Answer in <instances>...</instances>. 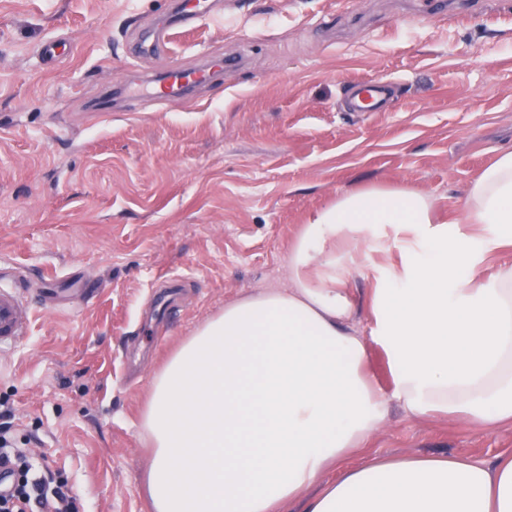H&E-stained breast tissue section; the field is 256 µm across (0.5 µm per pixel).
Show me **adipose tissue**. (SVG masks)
I'll list each match as a JSON object with an SVG mask.
<instances>
[{
  "mask_svg": "<svg viewBox=\"0 0 512 512\" xmlns=\"http://www.w3.org/2000/svg\"><path fill=\"white\" fill-rule=\"evenodd\" d=\"M433 199L374 185L310 214L288 246L289 285L201 323L152 380L141 427L152 512H512V453L365 455L392 407L488 430L512 422V150L468 189L462 224ZM388 227L404 245L366 308L350 245ZM367 313L369 335L354 319ZM382 353L381 386L368 368Z\"/></svg>",
  "mask_w": 512,
  "mask_h": 512,
  "instance_id": "obj_1",
  "label": "adipose tissue"
}]
</instances>
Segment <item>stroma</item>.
I'll return each mask as SVG.
<instances>
[{
    "instance_id": "obj_1",
    "label": "stroma",
    "mask_w": 512,
    "mask_h": 512,
    "mask_svg": "<svg viewBox=\"0 0 512 512\" xmlns=\"http://www.w3.org/2000/svg\"><path fill=\"white\" fill-rule=\"evenodd\" d=\"M177 0H0V268L32 328L0 352L8 435L76 512H149L140 427L152 378L224 305L288 285L312 210L374 184L432 197L455 223L469 184L512 149V0H215L204 21L144 33ZM62 44L49 60L42 48ZM240 58L222 83L159 97L163 69ZM384 112L348 107L357 80ZM394 236L354 248L364 305ZM376 454L512 452L485 433L392 409ZM391 83L361 80L353 83L350 107L357 112H384L389 99Z\"/></svg>"
}]
</instances>
